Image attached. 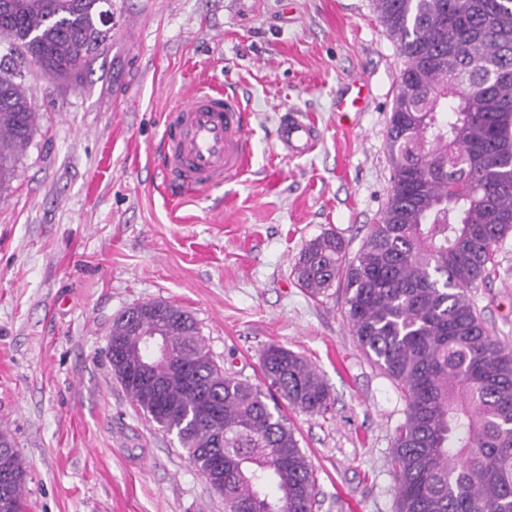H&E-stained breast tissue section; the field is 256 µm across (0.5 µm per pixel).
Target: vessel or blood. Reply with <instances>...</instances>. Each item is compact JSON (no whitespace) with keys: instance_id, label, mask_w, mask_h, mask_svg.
<instances>
[{"instance_id":"1","label":"vessel or blood","mask_w":512,"mask_h":512,"mask_svg":"<svg viewBox=\"0 0 512 512\" xmlns=\"http://www.w3.org/2000/svg\"><path fill=\"white\" fill-rule=\"evenodd\" d=\"M322 138L318 124L292 108L279 119L278 148L287 156L311 154ZM251 156L248 114L224 90L199 86L169 114L161 166L169 185L192 191L244 174Z\"/></svg>"}]
</instances>
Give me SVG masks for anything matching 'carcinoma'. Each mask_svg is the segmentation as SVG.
Here are the masks:
<instances>
[{"label": "carcinoma", "instance_id": "carcinoma-1", "mask_svg": "<svg viewBox=\"0 0 512 512\" xmlns=\"http://www.w3.org/2000/svg\"><path fill=\"white\" fill-rule=\"evenodd\" d=\"M101 0H0V38L40 62L50 78L76 79L105 40ZM404 59L388 129L392 188L380 223L355 259L334 233L312 240L297 281L319 296L341 280L345 314L366 355L402 389L405 421L389 464L396 512H512V351L489 335L468 290L485 277L496 245L512 232V0H374ZM0 61V187L16 178L39 114ZM112 321L108 358L136 409L175 435L224 512H313L308 457L278 404L330 410L329 390L306 359L272 343L263 382L224 371L187 311ZM161 333L172 357L153 374L185 365L164 395L126 370L143 364L144 342ZM213 414H201L202 404ZM222 477H212L215 458ZM0 497L26 507L28 470L17 449Z\"/></svg>", "mask_w": 512, "mask_h": 512}]
</instances>
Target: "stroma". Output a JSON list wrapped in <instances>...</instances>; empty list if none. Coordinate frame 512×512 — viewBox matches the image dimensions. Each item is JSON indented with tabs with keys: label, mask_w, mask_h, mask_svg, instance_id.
Listing matches in <instances>:
<instances>
[{
	"label": "stroma",
	"mask_w": 512,
	"mask_h": 512,
	"mask_svg": "<svg viewBox=\"0 0 512 512\" xmlns=\"http://www.w3.org/2000/svg\"><path fill=\"white\" fill-rule=\"evenodd\" d=\"M110 32L78 80L50 79L0 40L40 115L0 189V431L29 479L28 512H224L175 435L112 373V319L164 301L189 312L217 362L259 383L272 343L323 377L330 411L284 412L312 464L314 512H395L388 466L402 390L360 348L344 290L307 294L305 245L336 232L355 257L391 189L387 129L403 59L373 0H102ZM363 112L336 113L352 83ZM249 113L251 164L171 199L160 169L169 111L202 84ZM323 138L280 153V113ZM471 298L512 350V232Z\"/></svg>",
	"instance_id": "1"
}]
</instances>
